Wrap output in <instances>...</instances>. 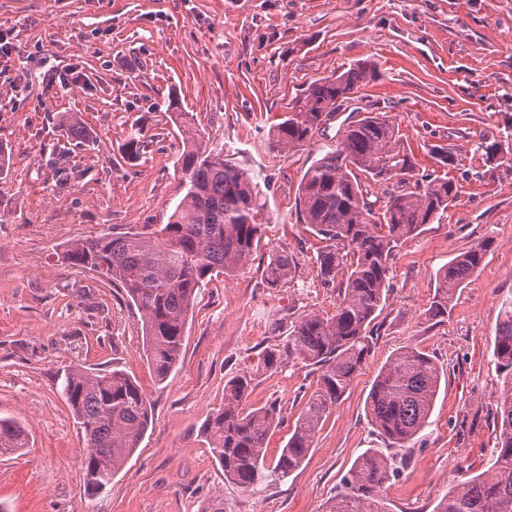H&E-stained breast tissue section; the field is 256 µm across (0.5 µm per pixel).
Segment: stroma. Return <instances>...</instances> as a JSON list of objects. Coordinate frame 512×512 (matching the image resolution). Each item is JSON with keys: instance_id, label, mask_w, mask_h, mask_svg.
Masks as SVG:
<instances>
[{"instance_id": "obj_1", "label": "stroma", "mask_w": 512, "mask_h": 512, "mask_svg": "<svg viewBox=\"0 0 512 512\" xmlns=\"http://www.w3.org/2000/svg\"><path fill=\"white\" fill-rule=\"evenodd\" d=\"M0 37V418L30 432L27 448L0 456L7 512H200L216 495L224 512H326L355 459L385 445L366 401L407 347L445 377L384 493L392 512H433L487 470L498 448L493 338L512 300V164L486 160L479 145L512 133V0H0ZM364 58L381 76L349 109L395 116L418 173L454 179L458 199L395 251L378 340L301 467L246 492L225 483L201 425L223 407L225 384L252 372L247 407L273 404L282 418L267 438L276 462L319 372L297 359L264 368L265 351L287 341L272 324L333 313L338 300L317 277L324 242L303 222L298 186L340 122L286 154L269 151L266 134L310 84ZM172 101L207 144L259 175L270 222L248 266L201 288L181 362L161 380L119 284L60 254L75 240L167 223L182 197ZM72 112L91 132L77 147L62 122ZM132 134L145 149L129 162ZM437 147L454 167L438 163ZM485 241L447 316L429 317L439 269ZM282 249L293 279L267 287L264 269ZM79 366L124 372L152 405L138 450L95 497L61 387V372Z\"/></svg>"}]
</instances>
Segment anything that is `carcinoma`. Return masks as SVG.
I'll return each instance as SVG.
<instances>
[{
    "label": "carcinoma",
    "mask_w": 512,
    "mask_h": 512,
    "mask_svg": "<svg viewBox=\"0 0 512 512\" xmlns=\"http://www.w3.org/2000/svg\"><path fill=\"white\" fill-rule=\"evenodd\" d=\"M377 76L373 61L359 60L315 81L269 130V149L282 153L310 143L321 124ZM63 122L73 141L89 139L78 115ZM173 122L183 144L178 162L184 194L168 222L157 229L77 240L62 253L71 265L119 282L141 314L147 360L160 379L180 363L187 318L200 289L219 275L231 277L246 267L269 223L250 169L224 148L204 144L187 113H174ZM373 185L385 186L383 197L373 196ZM298 198L304 223L329 241L317 252V277L327 287L339 286V300L330 316L310 312L288 324V357L318 367L320 374L273 467L266 466V440L281 419L273 407L244 409L253 374L230 379L224 385V406L204 421L202 434L224 480L244 489L286 478L301 466L322 421L375 344L374 321L389 292L396 248L434 223L458 194L450 180L418 177L392 116L353 111L336 146L303 174ZM488 247L476 245L438 271L429 316L448 315L457 291L482 265ZM293 268L287 250L271 255L265 283L276 288L289 282ZM493 357L499 377L498 453L486 471L453 487L434 512H512L511 302L500 309ZM442 377L443 367L413 347L396 353L379 370L366 415L391 447H406L424 429ZM63 394L84 434L85 491L95 496L139 448L151 422V404L139 385L119 371L74 367L65 372ZM27 445V429L1 418L0 451L11 455ZM403 466V459L381 448L366 449L342 477L328 512H389L383 491Z\"/></svg>",
    "instance_id": "1"
}]
</instances>
